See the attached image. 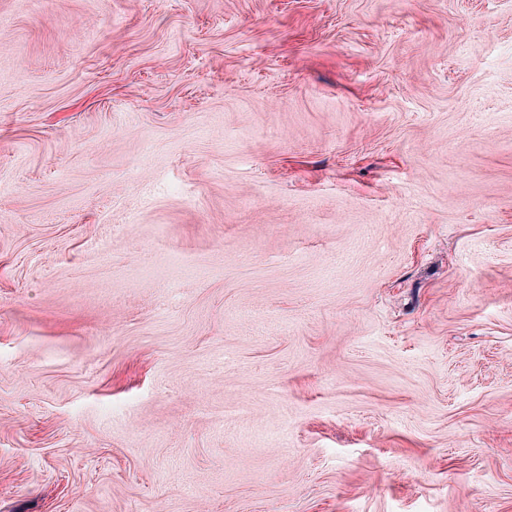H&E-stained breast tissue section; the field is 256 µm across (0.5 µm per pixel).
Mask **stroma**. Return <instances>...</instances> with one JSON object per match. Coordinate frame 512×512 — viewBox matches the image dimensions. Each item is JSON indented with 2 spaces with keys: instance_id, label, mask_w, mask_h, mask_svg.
<instances>
[{
  "instance_id": "1",
  "label": "stroma",
  "mask_w": 512,
  "mask_h": 512,
  "mask_svg": "<svg viewBox=\"0 0 512 512\" xmlns=\"http://www.w3.org/2000/svg\"><path fill=\"white\" fill-rule=\"evenodd\" d=\"M0 512H512V0H0Z\"/></svg>"
}]
</instances>
